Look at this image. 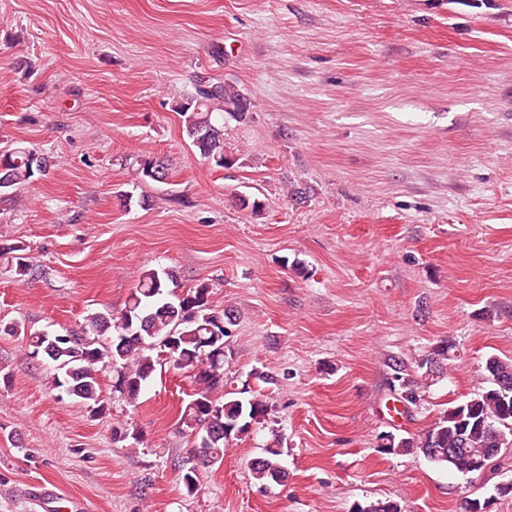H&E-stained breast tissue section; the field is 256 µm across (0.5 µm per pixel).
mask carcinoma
<instances>
[{
  "label": "carcinoma",
  "instance_id": "obj_1",
  "mask_svg": "<svg viewBox=\"0 0 512 512\" xmlns=\"http://www.w3.org/2000/svg\"><path fill=\"white\" fill-rule=\"evenodd\" d=\"M250 102L234 84L199 82L179 104L183 130L214 168L224 169L233 158L224 149V116L243 120ZM53 163L38 150L21 143L0 151V192L35 182L46 176ZM167 167L150 158L141 160L136 181L166 176ZM5 269L23 281L36 275V268L21 244L0 245ZM174 271L158 267L141 273L119 314L94 311L84 317L80 331L49 335L14 322L3 328L9 336L25 341L26 355L53 364L49 387L91 407L106 412L100 397L99 365L109 364L115 376V391L135 401L142 386L155 371L157 359L195 382V389L180 409V424L194 436L188 456L178 461V480L188 496L200 486L201 471L224 462L230 440L264 427L269 405L262 389L247 388L234 396L224 391V362L232 354V330L237 319L231 307L214 309L211 288L202 282L179 293ZM458 358L454 344L443 340L411 366L389 359V386L404 409L421 400V378L440 376L450 361ZM487 386L470 398L448 406L423 433L397 437L385 435L387 451L421 455L464 476L489 448L512 447V360L490 356L485 360ZM264 455L250 461L253 478L267 490L281 486L288 471L281 460V436L270 431ZM354 512H402L397 502L359 504Z\"/></svg>",
  "mask_w": 512,
  "mask_h": 512
}]
</instances>
